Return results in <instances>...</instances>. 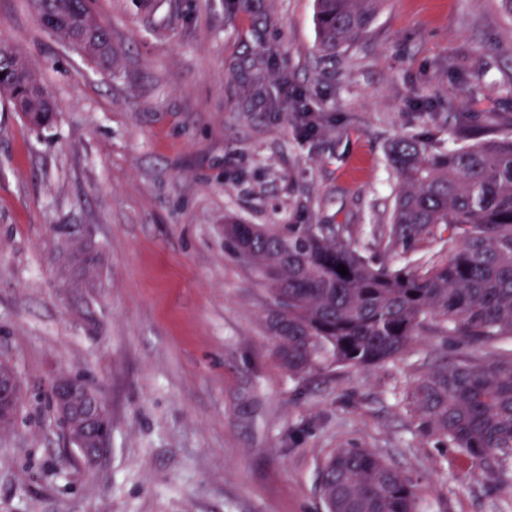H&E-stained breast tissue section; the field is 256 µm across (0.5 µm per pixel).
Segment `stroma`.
Masks as SVG:
<instances>
[{"label":"stroma","instance_id":"obj_1","mask_svg":"<svg viewBox=\"0 0 512 512\" xmlns=\"http://www.w3.org/2000/svg\"><path fill=\"white\" fill-rule=\"evenodd\" d=\"M120 50L109 71L26 0H0V47L58 104L34 129L0 97V364L20 383L0 428V512H325L321 470L366 448L420 512H512V461L418 431L407 387L433 367L512 349L430 321L378 366L290 377L270 299L224 254V220L349 224L384 259L390 149L451 144L460 125L512 137V16L501 0H384L328 56L315 0H94ZM280 99L271 107V99ZM63 375L109 410L108 450L73 452L52 405Z\"/></svg>","mask_w":512,"mask_h":512}]
</instances>
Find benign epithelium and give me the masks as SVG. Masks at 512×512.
Instances as JSON below:
<instances>
[{
    "instance_id": "obj_1",
    "label": "benign epithelium",
    "mask_w": 512,
    "mask_h": 512,
    "mask_svg": "<svg viewBox=\"0 0 512 512\" xmlns=\"http://www.w3.org/2000/svg\"><path fill=\"white\" fill-rule=\"evenodd\" d=\"M17 378L0 370V426L14 419ZM53 404L69 447L91 463L109 445L111 423L102 401L84 380L64 376L55 383Z\"/></svg>"
}]
</instances>
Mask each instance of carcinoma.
<instances>
[{
    "mask_svg": "<svg viewBox=\"0 0 512 512\" xmlns=\"http://www.w3.org/2000/svg\"><path fill=\"white\" fill-rule=\"evenodd\" d=\"M28 3L56 39L112 70V34L88 0ZM381 3L316 0L320 50L333 55L361 41ZM0 96L36 129L58 110L28 58L5 47ZM391 161L398 191L381 240L388 252L419 253L411 266L370 260L341 224L225 221V250L270 294L275 355L290 376L393 359L430 318L442 319L450 336L512 337V138L448 148L403 138ZM445 232L453 254L442 260L431 244ZM409 397L423 435L470 459H512V354L438 365ZM321 492L327 512H418L414 485L365 448L337 449L323 466Z\"/></svg>",
    "mask_w": 512,
    "mask_h": 512,
    "instance_id": "cac0c4a2",
    "label": "carcinoma"
}]
</instances>
